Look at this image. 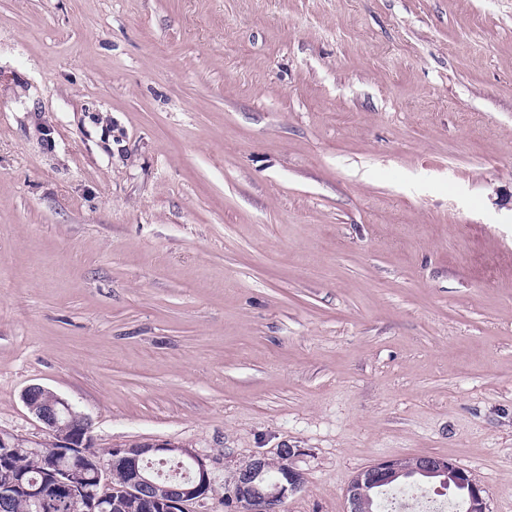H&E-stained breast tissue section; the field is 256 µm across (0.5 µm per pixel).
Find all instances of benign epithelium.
Returning <instances> with one entry per match:
<instances>
[{"label":"benign epithelium","mask_w":512,"mask_h":512,"mask_svg":"<svg viewBox=\"0 0 512 512\" xmlns=\"http://www.w3.org/2000/svg\"><path fill=\"white\" fill-rule=\"evenodd\" d=\"M23 401L46 431L52 436L47 448H31L24 441L0 431V496L6 498L20 490L29 495L35 512H46L57 497L68 499L77 512H114L120 505L113 501L105 488L110 483L112 467L123 466L134 473V479L125 487V495L140 500L143 512H187V505L198 503L208 495L213 485V475L208 463L193 449L175 443H133L112 449L107 463L87 464L84 448L91 443L87 418L75 411L72 404L55 392L39 385L30 386ZM77 418L81 431L61 430L64 418ZM20 451L41 456L49 468L52 479L36 488L24 486L22 478L8 466L5 459ZM149 456H164L189 465L185 483L167 489L166 496L155 495L154 474L141 466ZM424 475L429 481H438L457 491L462 498L464 512H489L485 490L473 474L450 459L429 457ZM400 461L380 460L361 470L346 489L348 512H364L365 489L374 487L382 492L401 475ZM305 476L292 462L270 477L265 470V459L256 458L240 469L233 482L234 498L245 512H276L288 495L300 490Z\"/></svg>","instance_id":"1"}]
</instances>
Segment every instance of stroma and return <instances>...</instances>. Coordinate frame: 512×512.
<instances>
[{"label": "stroma", "instance_id": "35a3bbf8", "mask_svg": "<svg viewBox=\"0 0 512 512\" xmlns=\"http://www.w3.org/2000/svg\"><path fill=\"white\" fill-rule=\"evenodd\" d=\"M183 443L188 512L440 456L512 512V0H0V430ZM294 455L295 451L291 450L288 456V448H284L280 452L279 460L268 459L266 464L269 476L265 470V458H256L237 472L232 491L244 511H278L289 494L304 486V473L291 462ZM285 462L286 465L279 470ZM272 475L275 476L270 477Z\"/></svg>", "mask_w": 512, "mask_h": 512}]
</instances>
